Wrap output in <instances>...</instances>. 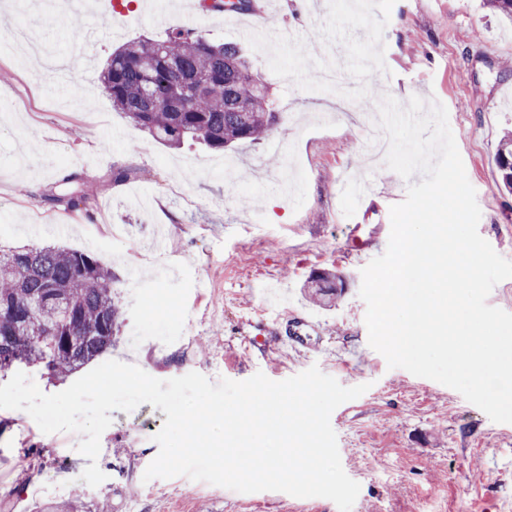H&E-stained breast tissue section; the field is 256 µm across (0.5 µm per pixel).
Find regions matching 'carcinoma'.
Wrapping results in <instances>:
<instances>
[{
	"label": "carcinoma",
	"mask_w": 512,
	"mask_h": 512,
	"mask_svg": "<svg viewBox=\"0 0 512 512\" xmlns=\"http://www.w3.org/2000/svg\"><path fill=\"white\" fill-rule=\"evenodd\" d=\"M196 78L213 89L184 105L183 88ZM100 81L112 107L161 144L231 148L266 138L278 124L268 86L235 42L182 33L138 38L112 53ZM496 167L498 185L512 193V135L500 141ZM51 200L75 211L88 197L80 189ZM344 291L345 277L336 272L309 278L308 295L319 306ZM121 314L112 271L92 255L0 247V374L34 367L65 379L112 347Z\"/></svg>",
	"instance_id": "1"
}]
</instances>
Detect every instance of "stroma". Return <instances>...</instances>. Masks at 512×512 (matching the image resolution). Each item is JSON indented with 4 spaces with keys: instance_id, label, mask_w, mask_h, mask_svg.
<instances>
[{
    "instance_id": "stroma-1",
    "label": "stroma",
    "mask_w": 512,
    "mask_h": 512,
    "mask_svg": "<svg viewBox=\"0 0 512 512\" xmlns=\"http://www.w3.org/2000/svg\"><path fill=\"white\" fill-rule=\"evenodd\" d=\"M9 29L29 28L75 73L67 84L37 66L18 42L0 47V245L61 244L96 257L116 277L124 308L108 359L167 380L197 372L243 381L259 371L290 378L311 366L342 386L366 385L330 422L346 474L360 485L352 512H512V424L496 423L458 391L389 368L368 343L361 265L354 241L375 251L389 238L391 206L408 183L368 160L365 113L319 120L314 107L339 99L319 74L341 58L361 98L436 99L448 121L481 210L479 234L512 255V194L496 182L495 157L512 130V25L487 0H286L274 24L291 44L248 45L252 69L274 93L280 124L234 151L161 145L117 112L99 81L113 50L184 28L177 13L146 7L93 45L74 38L83 20L58 9H0ZM379 88L361 82L367 64ZM133 170L114 185L113 171ZM84 177L82 210L48 201L63 176ZM345 276L331 307L314 305L306 282L317 271ZM308 314L317 323L302 354L275 347L243 356L246 318L264 310ZM167 341L152 352L137 329ZM341 355L323 363L327 344ZM92 487L73 476L59 495L36 494L59 458L77 447L71 432L43 433L28 413L0 409V512H46L79 497L80 512H338L323 497L240 493L185 476L144 480L165 415L145 403L112 411Z\"/></svg>"
}]
</instances>
